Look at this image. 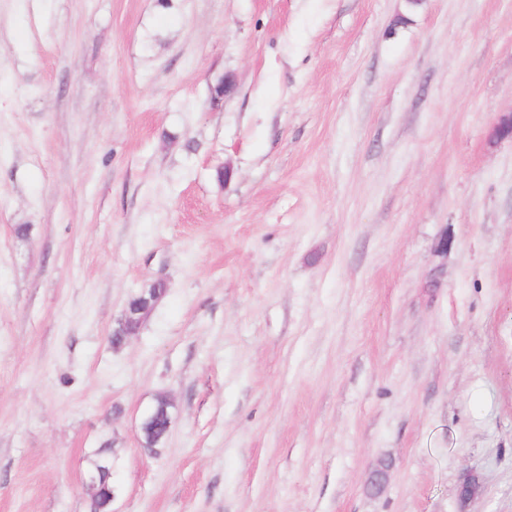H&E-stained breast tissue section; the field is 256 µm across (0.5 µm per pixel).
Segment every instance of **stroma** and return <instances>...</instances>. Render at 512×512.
I'll return each instance as SVG.
<instances>
[{
  "mask_svg": "<svg viewBox=\"0 0 512 512\" xmlns=\"http://www.w3.org/2000/svg\"><path fill=\"white\" fill-rule=\"evenodd\" d=\"M508 112L512 0H0V512H512ZM162 283L163 282H155L153 283L152 288L143 289L142 296L136 303H131L128 309L126 304L123 314L118 321V327L113 331L114 336H124L121 342L127 336L134 335L139 329V326L152 311L155 304L160 299V297L153 294L155 291L154 289L157 285H161ZM147 291L150 292L148 296L146 295ZM92 474L97 477L99 494L96 499H93L95 505L91 503L93 511L98 509H106L112 502V492L114 489L111 479V464L110 461L105 457L101 456L92 463ZM481 492L479 478L471 472L462 475L457 485V498L461 506H467Z\"/></svg>",
  "mask_w": 512,
  "mask_h": 512,
  "instance_id": "35a3bbf8",
  "label": "stroma"
}]
</instances>
